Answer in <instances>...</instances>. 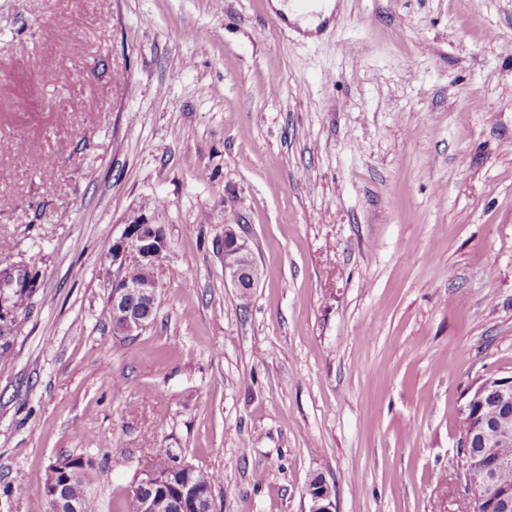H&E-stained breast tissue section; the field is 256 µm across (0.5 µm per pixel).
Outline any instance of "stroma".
<instances>
[{
  "label": "stroma",
  "instance_id": "1",
  "mask_svg": "<svg viewBox=\"0 0 512 512\" xmlns=\"http://www.w3.org/2000/svg\"><path fill=\"white\" fill-rule=\"evenodd\" d=\"M130 224L168 249L154 321L116 336ZM21 260L42 286L0 364V512L78 455L124 512L155 448L221 475L213 512H308L316 474L337 512H458L464 396L512 375V0H335L313 32L272 0H0ZM235 224L225 225L224 229V277L229 280L236 290L247 285L250 289L256 288L258 280L249 264L242 259L256 262L248 238L243 236ZM257 263V262H256ZM240 300L246 303L250 298V291L242 289L238 294Z\"/></svg>",
  "mask_w": 512,
  "mask_h": 512
}]
</instances>
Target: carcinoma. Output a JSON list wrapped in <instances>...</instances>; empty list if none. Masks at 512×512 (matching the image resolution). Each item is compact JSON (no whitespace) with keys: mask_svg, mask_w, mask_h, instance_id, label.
<instances>
[{"mask_svg":"<svg viewBox=\"0 0 512 512\" xmlns=\"http://www.w3.org/2000/svg\"><path fill=\"white\" fill-rule=\"evenodd\" d=\"M30 287L13 290L5 289L0 293V361H5L12 353L18 332V313L26 309L29 300L36 292L40 273L34 269L25 273ZM483 415L512 428V408L502 411L487 404ZM146 466L156 476V486L152 490L153 506L151 512H212L213 493L217 477L209 472L197 469L182 460L170 448H155ZM94 469V461L88 457L76 456L61 463L50 465L39 481L43 489V501L38 509L49 512L48 492L58 491L63 502L62 512H94L93 501L88 489V475ZM192 487L199 507L185 501L180 503V493L184 486Z\"/></svg>","mask_w":512,"mask_h":512,"instance_id":"cac0c4a2","label":"carcinoma"}]
</instances>
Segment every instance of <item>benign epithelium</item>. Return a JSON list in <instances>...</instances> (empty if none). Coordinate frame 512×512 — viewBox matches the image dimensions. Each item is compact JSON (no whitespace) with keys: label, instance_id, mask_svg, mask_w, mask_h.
<instances>
[{"label":"benign epithelium","instance_id":"7a95c632","mask_svg":"<svg viewBox=\"0 0 512 512\" xmlns=\"http://www.w3.org/2000/svg\"><path fill=\"white\" fill-rule=\"evenodd\" d=\"M168 242L164 227L159 224H139L126 228L124 236L112 246V261L121 262L123 267L139 264L154 267L167 250ZM255 260L248 238L243 236L233 224L224 229V277L232 287L239 290L243 286L253 289L258 280L249 262ZM155 292V285L147 277L131 282L121 276L112 281L109 308L114 317L115 334L131 336L142 330L151 316L149 302ZM494 394L506 403L512 399V378L506 376H486L472 387L465 399H485ZM478 437L490 448L500 450L498 460L512 457V430L496 427L478 420L471 432L460 438L461 448L460 488L473 500H494L499 512H512V497L498 491L499 464L484 465L468 453L473 438ZM309 512H336L335 493L327 483L320 484V490L308 497Z\"/></svg>","mask_w":512,"mask_h":512}]
</instances>
